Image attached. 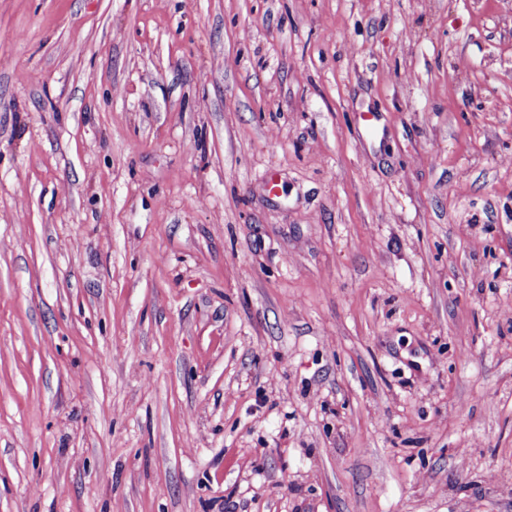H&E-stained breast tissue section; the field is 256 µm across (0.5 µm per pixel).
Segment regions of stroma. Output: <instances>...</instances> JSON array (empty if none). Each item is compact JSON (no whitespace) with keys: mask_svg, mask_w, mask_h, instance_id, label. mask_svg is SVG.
I'll return each instance as SVG.
<instances>
[{"mask_svg":"<svg viewBox=\"0 0 512 512\" xmlns=\"http://www.w3.org/2000/svg\"><path fill=\"white\" fill-rule=\"evenodd\" d=\"M0 512H512V0H0Z\"/></svg>","mask_w":512,"mask_h":512,"instance_id":"obj_1","label":"stroma"}]
</instances>
